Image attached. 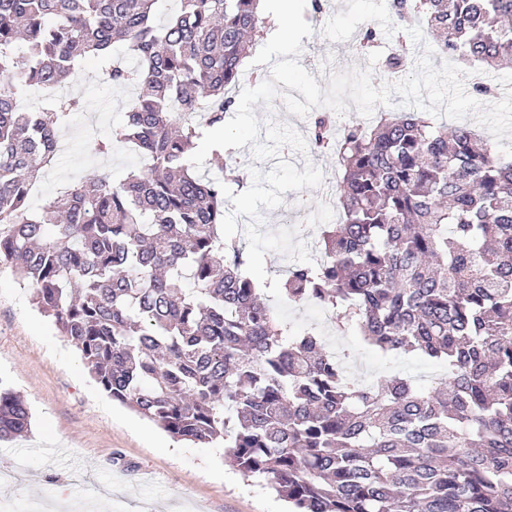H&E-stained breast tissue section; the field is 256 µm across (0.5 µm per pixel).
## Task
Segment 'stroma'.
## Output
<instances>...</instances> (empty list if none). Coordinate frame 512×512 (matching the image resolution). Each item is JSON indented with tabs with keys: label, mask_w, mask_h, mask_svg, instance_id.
<instances>
[{
	"label": "stroma",
	"mask_w": 512,
	"mask_h": 512,
	"mask_svg": "<svg viewBox=\"0 0 512 512\" xmlns=\"http://www.w3.org/2000/svg\"><path fill=\"white\" fill-rule=\"evenodd\" d=\"M302 46L300 64L324 89L326 70L368 65L348 40L333 42L317 33L303 38ZM56 93L81 98L83 109L63 132L40 194L29 199L34 210L77 181L104 170L119 181L141 164L122 144L107 157L91 153L94 142L111 139L122 123L134 89L105 82L89 62ZM288 160L300 170L309 162L320 167L324 186L285 192L284 208L265 212L263 228L283 227L285 208L303 203L315 216L307 235L314 245L326 225L341 220L339 209L325 202L340 176L336 156L292 152ZM0 381L23 396L32 412L31 433L0 447V467L16 456L28 461L21 480H0V512H23L39 499L68 501L77 477L97 490L94 512H287L286 503L262 482L229 467L223 449L174 440L112 402L90 378L77 350L32 309L28 289L6 266L0 267Z\"/></svg>",
	"instance_id": "stroma-1"
}]
</instances>
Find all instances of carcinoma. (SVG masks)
<instances>
[{
  "instance_id": "carcinoma-1",
  "label": "carcinoma",
  "mask_w": 512,
  "mask_h": 512,
  "mask_svg": "<svg viewBox=\"0 0 512 512\" xmlns=\"http://www.w3.org/2000/svg\"><path fill=\"white\" fill-rule=\"evenodd\" d=\"M0 0V265L80 352L112 400L197 445L224 443L233 467L263 478L293 512H512V160L466 125L426 112H380L341 125L321 109L306 136L336 149L343 222L315 265L284 273L290 304L315 303L384 353L436 358L428 388L404 372L355 384L314 332L290 337L224 241L218 182L188 148L224 123L261 0ZM401 28L422 20L437 49L480 67L512 56V0H391ZM130 66L112 60L116 42ZM27 53L18 59L16 45ZM142 89L116 140L145 160L72 184L38 210L43 177L75 97L50 93L83 59ZM405 45L383 76L408 68ZM30 408L0 382V441L28 433Z\"/></svg>"
}]
</instances>
